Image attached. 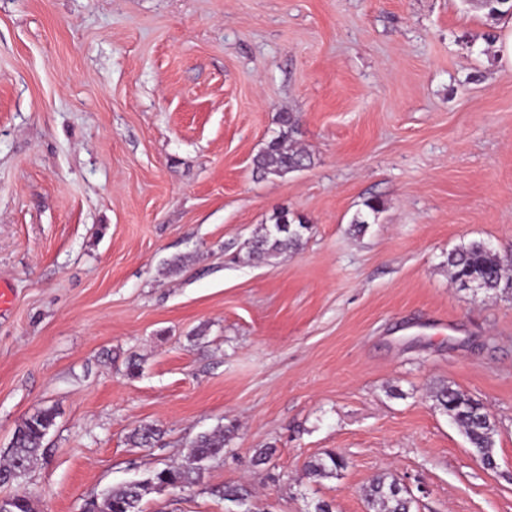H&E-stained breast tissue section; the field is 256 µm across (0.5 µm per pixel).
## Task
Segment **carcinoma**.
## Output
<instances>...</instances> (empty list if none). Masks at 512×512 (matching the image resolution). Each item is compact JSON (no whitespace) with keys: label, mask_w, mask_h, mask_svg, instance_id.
Instances as JSON below:
<instances>
[{"label":"carcinoma","mask_w":512,"mask_h":512,"mask_svg":"<svg viewBox=\"0 0 512 512\" xmlns=\"http://www.w3.org/2000/svg\"><path fill=\"white\" fill-rule=\"evenodd\" d=\"M279 129L265 148L253 159L254 171L262 176L286 174L311 165V157L293 147L298 132L299 118L293 112L278 116ZM365 211L357 213L352 221L355 231L366 230L370 216L380 211L375 200L364 203ZM310 225L281 214L274 223L265 226L253 238L249 257L272 261L298 248ZM448 271L453 281L462 287L473 286L486 294L512 292V255L501 256L483 240H472L448 253ZM436 406L458 426L468 444L482 463L496 465L493 448L496 424L484 406L467 393L449 386L433 391ZM52 408H42L23 419L15 429L10 448L0 461V484L19 482L25 478L40 457L43 441L55 424ZM232 430L218 427L197 436L191 442L183 463L153 470L148 477L136 483L112 487L84 502L82 512H143L141 502L154 489H181L198 486L204 474V462L220 456ZM161 430L153 427L136 429L131 441L145 447L160 438ZM343 456L330 452L309 464L311 475L319 478L336 477L345 469ZM364 497L374 512H410L411 501L402 490V484L393 476H378L364 490ZM224 500L239 507H247L249 491L242 485H229L221 491Z\"/></svg>","instance_id":"1"}]
</instances>
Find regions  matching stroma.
<instances>
[{"label": "stroma", "mask_w": 512, "mask_h": 512, "mask_svg": "<svg viewBox=\"0 0 512 512\" xmlns=\"http://www.w3.org/2000/svg\"><path fill=\"white\" fill-rule=\"evenodd\" d=\"M496 27L478 0H0V453L56 412L0 496L81 512L230 426L202 487L144 512H237L210 493L236 484L252 512H372L382 473L413 512H512V293L447 265L512 252ZM283 111L311 164L257 176ZM282 210L302 246L250 259ZM443 384L491 414L495 468ZM141 426L164 435L133 447ZM329 451L346 468L309 476ZM448 271L461 287L486 294L512 292V254L502 257L483 240H472L448 254ZM55 418L53 408H42L18 424L10 448L1 456L0 484L25 478L38 461L43 441L54 426Z\"/></svg>", "instance_id": "1"}]
</instances>
